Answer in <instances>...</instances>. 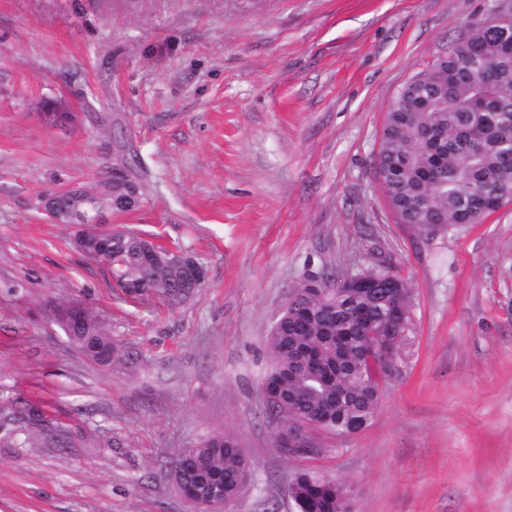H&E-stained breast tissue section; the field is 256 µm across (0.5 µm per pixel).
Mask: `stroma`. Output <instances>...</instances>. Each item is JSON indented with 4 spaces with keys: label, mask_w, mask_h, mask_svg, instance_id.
Segmentation results:
<instances>
[{
    "label": "stroma",
    "mask_w": 512,
    "mask_h": 512,
    "mask_svg": "<svg viewBox=\"0 0 512 512\" xmlns=\"http://www.w3.org/2000/svg\"><path fill=\"white\" fill-rule=\"evenodd\" d=\"M490 0H0V512H192L182 448L233 434L221 512H295L311 468L357 512H512V202L400 223L375 176L389 107ZM139 184L107 222L190 250L203 288L133 300L43 199ZM408 284L406 371L361 433L275 446L265 338L314 273ZM78 303L116 351L71 345ZM186 461V456L182 455L179 457L178 461L173 463L171 470L174 483L182 496L195 507V511H203V508L209 506V504L198 500L195 494L182 482V471L186 465Z\"/></svg>",
    "instance_id": "35a3bbf8"
}]
</instances>
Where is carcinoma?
I'll return each instance as SVG.
<instances>
[{
    "label": "carcinoma",
    "mask_w": 512,
    "mask_h": 512,
    "mask_svg": "<svg viewBox=\"0 0 512 512\" xmlns=\"http://www.w3.org/2000/svg\"><path fill=\"white\" fill-rule=\"evenodd\" d=\"M501 80L480 79L485 67ZM410 82V101L392 103L382 132L377 164L381 188L403 224L424 230L480 221L493 199L512 201V18L502 25L480 27L471 21L447 52L417 72ZM487 99L476 111L471 100ZM107 198L87 193L83 199L85 234L98 235V211ZM111 276L125 284L134 299L193 293L198 286L162 277L142 263L130 237L112 241ZM375 288H362L346 276L319 299L305 284L293 289L266 338L268 359L262 387L273 396L268 412L282 413L285 422H316L334 432L342 424L367 426L381 397V377L397 379L405 368L409 340L411 293L393 274L368 272ZM83 346L112 341L104 324L87 310ZM395 363L392 373L372 350L370 335ZM184 472L186 484L203 489L224 482V498L239 492L237 474L246 459L237 440L213 434L191 448ZM288 495L298 512H353L350 491L318 471H297Z\"/></svg>",
    "instance_id": "1"
}]
</instances>
